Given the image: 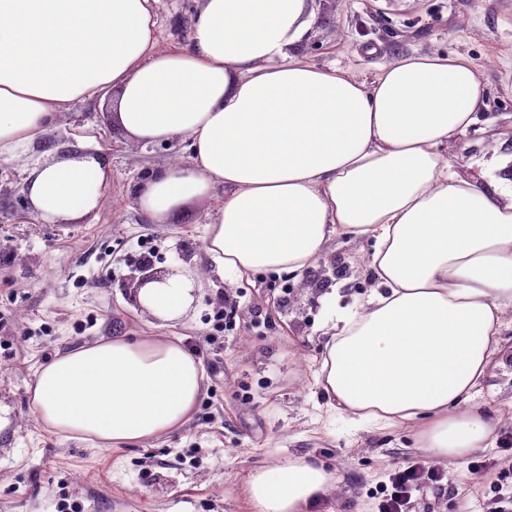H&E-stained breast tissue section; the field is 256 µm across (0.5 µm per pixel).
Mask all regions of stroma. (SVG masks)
I'll list each match as a JSON object with an SVG mask.
<instances>
[{
	"mask_svg": "<svg viewBox=\"0 0 512 512\" xmlns=\"http://www.w3.org/2000/svg\"><path fill=\"white\" fill-rule=\"evenodd\" d=\"M200 0H159L166 47L189 43ZM313 24L298 47L306 61L350 68L361 79L414 53L460 55L483 76L481 123L448 148L466 177L481 158L512 154V0H310ZM108 97L76 105L14 157L0 160V512H249L246 474L288 456H313L340 477L308 512H376L380 489L409 464H425L414 428L379 430L331 410L315 373L324 353L322 296L336 307L363 304L372 287L371 244L343 240L301 277L220 274L206 255L202 223H150L135 207L150 170L188 158L178 137L144 145L107 119ZM85 149L108 163L105 201L95 219H31L30 170L48 152ZM178 266L195 281L193 303L162 322L136 305L128 279L146 260ZM116 336H169L199 348L204 387L184 426L148 446L94 449L50 433L34 415L28 386L36 368L74 348ZM496 368L471 405L496 421L489 447L463 465L438 466L410 512H512V315L496 338Z\"/></svg>",
	"mask_w": 512,
	"mask_h": 512,
	"instance_id": "stroma-1",
	"label": "stroma"
}]
</instances>
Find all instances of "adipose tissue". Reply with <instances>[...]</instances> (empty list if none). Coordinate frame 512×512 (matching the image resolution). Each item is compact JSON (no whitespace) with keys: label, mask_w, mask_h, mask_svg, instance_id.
I'll return each instance as SVG.
<instances>
[{"label":"adipose tissue","mask_w":512,"mask_h":512,"mask_svg":"<svg viewBox=\"0 0 512 512\" xmlns=\"http://www.w3.org/2000/svg\"><path fill=\"white\" fill-rule=\"evenodd\" d=\"M156 0H0V156L15 155L79 102L111 94L125 137L184 136L188 160L151 172L136 208L154 224L207 210L205 251L237 276L298 274L334 241L373 242L375 283L340 314L322 297L326 353L316 382L356 423L413 422L433 463H461L494 432L467 401L512 312V181L449 170V144L479 121L481 77L460 56H407L363 81L306 62L308 0H202L190 44L161 46ZM108 167L84 150L26 181L32 219L75 224L105 200ZM223 198H216V190ZM183 316L181 268L137 295ZM204 371L165 336H118L41 365L28 387L49 431L118 448L183 426ZM339 484L312 457L250 471L251 512H305Z\"/></svg>","instance_id":"obj_1"}]
</instances>
